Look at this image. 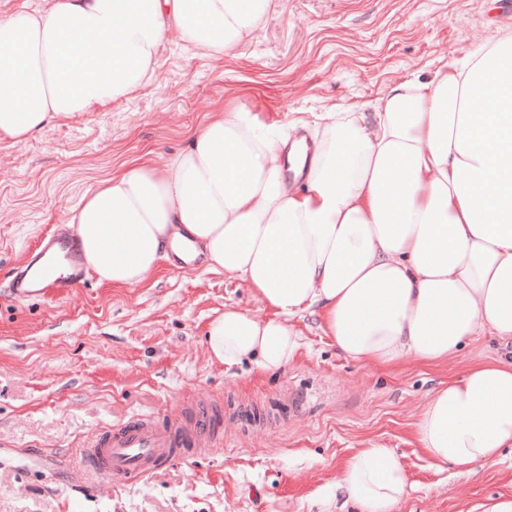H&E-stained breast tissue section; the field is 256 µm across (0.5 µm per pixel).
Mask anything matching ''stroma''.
<instances>
[{"label": "stroma", "mask_w": 512, "mask_h": 512, "mask_svg": "<svg viewBox=\"0 0 512 512\" xmlns=\"http://www.w3.org/2000/svg\"><path fill=\"white\" fill-rule=\"evenodd\" d=\"M258 37L221 58L170 43L152 81L107 111L0 142V512H354L326 498L358 449L396 451L412 488L397 512H484L512 498V452L470 473L432 466L413 424L458 373L405 361L381 371L346 360L317 316L294 317L300 348L281 373L210 359L224 309L272 314L240 279L162 260L142 285L94 274L52 302L8 284L39 240L97 183L133 158L182 149L210 112L233 103L259 122L314 125L388 86L430 79L504 29L512 0H276ZM221 407L209 454L147 480L71 488L67 467L94 429L134 415Z\"/></svg>", "instance_id": "obj_1"}]
</instances>
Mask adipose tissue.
<instances>
[{"instance_id":"ef3b65f1","label":"adipose tissue","mask_w":512,"mask_h":512,"mask_svg":"<svg viewBox=\"0 0 512 512\" xmlns=\"http://www.w3.org/2000/svg\"><path fill=\"white\" fill-rule=\"evenodd\" d=\"M274 0H24L0 16V141L103 112L155 75L173 40L221 57L255 39ZM67 222L99 282L143 284L179 244L274 311L225 309L207 329L226 366L283 370L292 320L317 313L346 359L436 367L483 337L414 424L437 467L512 449V32L370 111L325 113L308 137L235 107L162 162L125 164ZM409 479L393 449L359 450L332 486L356 512H395Z\"/></svg>"}]
</instances>
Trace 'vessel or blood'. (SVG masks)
<instances>
[{
	"mask_svg": "<svg viewBox=\"0 0 512 512\" xmlns=\"http://www.w3.org/2000/svg\"><path fill=\"white\" fill-rule=\"evenodd\" d=\"M85 275L74 239L59 232L40 239L38 252L14 279L12 293L21 302L62 297ZM217 414L212 404L202 402L189 415L132 417L96 433L78 450V485L139 481L161 464L203 454L213 445L210 422Z\"/></svg>",
	"mask_w": 512,
	"mask_h": 512,
	"instance_id": "1",
	"label": "vessel or blood"
}]
</instances>
